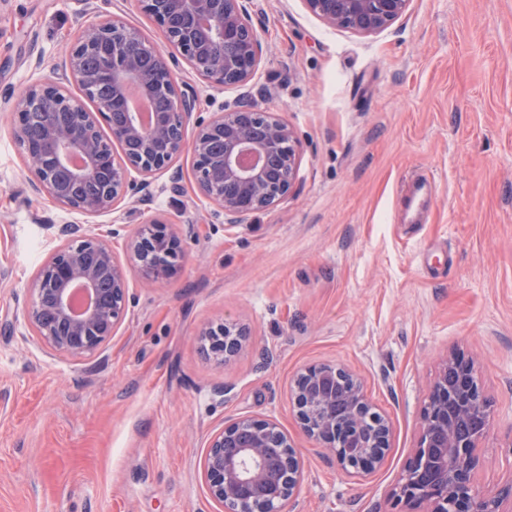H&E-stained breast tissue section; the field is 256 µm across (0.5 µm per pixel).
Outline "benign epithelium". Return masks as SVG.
<instances>
[{"label":"benign epithelium","mask_w":512,"mask_h":512,"mask_svg":"<svg viewBox=\"0 0 512 512\" xmlns=\"http://www.w3.org/2000/svg\"><path fill=\"white\" fill-rule=\"evenodd\" d=\"M154 18L166 49L115 19L90 22L76 33L64 70L97 101L90 112L62 82L46 78L13 102L17 141L30 179L67 213L97 217L145 190L150 179L171 173L192 156L198 194L227 224H240L288 197L296 180L301 145L292 129L242 95L222 112L194 118L197 98L182 90L172 66L182 58L202 81L243 87L255 77L263 46L248 21L250 0H139ZM411 0H303L323 23L360 35L384 31ZM53 120L30 139L28 117ZM110 136L104 137L99 120ZM120 147L115 153L112 145ZM64 240L29 286L24 324L32 342L48 353L91 359L116 335L131 302L128 268L142 283L174 278L186 258L183 239L167 223L139 225L119 255L107 237L68 222ZM87 300L74 307L76 292ZM247 332L234 323L206 325L198 333L218 360L238 352ZM289 393L297 420L317 447L350 474H369L386 462L390 423L367 398L358 376L334 364L310 365L293 378ZM495 420L471 364L453 356L430 387L418 446L401 479L397 500L425 512H512V482L483 489L475 476L477 449ZM202 471L210 498L224 512H287L303 485L301 457L270 419L237 420L209 439Z\"/></svg>","instance_id":"benign-epithelium-1"}]
</instances>
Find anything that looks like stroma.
I'll return each mask as SVG.
<instances>
[{
	"label": "stroma",
	"instance_id": "35a3bbf8",
	"mask_svg": "<svg viewBox=\"0 0 512 512\" xmlns=\"http://www.w3.org/2000/svg\"><path fill=\"white\" fill-rule=\"evenodd\" d=\"M263 44L245 89L180 64L198 109L240 93L302 146L288 198L227 224L193 189L153 180L90 225L175 224L187 251L174 279L145 286L90 360L28 343V285L68 215L28 179L14 97L52 77L84 24L107 17L161 42L138 0H0V512H224L202 463L240 417L274 420L303 458L291 512H400L427 387L451 352L475 363L495 424L478 484L512 478V0H411L381 33L334 29L302 0H250ZM245 326L233 356H205L202 326ZM355 371L390 419L387 461L344 474L300 428L298 370Z\"/></svg>",
	"mask_w": 512,
	"mask_h": 512
}]
</instances>
